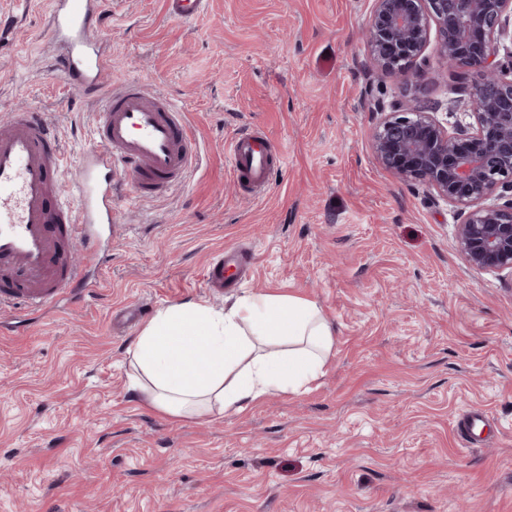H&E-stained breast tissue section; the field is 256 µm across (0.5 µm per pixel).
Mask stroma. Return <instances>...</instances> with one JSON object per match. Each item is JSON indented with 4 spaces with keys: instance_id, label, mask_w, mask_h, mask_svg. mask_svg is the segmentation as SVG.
Listing matches in <instances>:
<instances>
[{
    "instance_id": "1",
    "label": "stroma",
    "mask_w": 512,
    "mask_h": 512,
    "mask_svg": "<svg viewBox=\"0 0 512 512\" xmlns=\"http://www.w3.org/2000/svg\"><path fill=\"white\" fill-rule=\"evenodd\" d=\"M372 7L208 0L185 25L163 0H109L104 84L167 95L201 161L165 196L118 192L96 298L0 322V512H512V274L469 267L455 208L372 151L374 101L472 117L436 43L407 84L371 70ZM52 50L45 0H0V120L43 112L73 167L96 108L48 72ZM252 128L286 152L258 199L225 151ZM228 248L249 252L252 278L217 294L204 272ZM242 291L316 301L335 324L309 391L204 419L133 396L142 325L117 312L219 310ZM473 408L489 419L472 444L457 423Z\"/></svg>"
}]
</instances>
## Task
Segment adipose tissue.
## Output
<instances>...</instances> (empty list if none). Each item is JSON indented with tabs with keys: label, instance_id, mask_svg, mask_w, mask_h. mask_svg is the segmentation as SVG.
<instances>
[{
	"label": "adipose tissue",
	"instance_id": "obj_1",
	"mask_svg": "<svg viewBox=\"0 0 512 512\" xmlns=\"http://www.w3.org/2000/svg\"><path fill=\"white\" fill-rule=\"evenodd\" d=\"M335 334L315 301L290 294L245 295L221 312L199 301L170 305L128 350L130 387L176 418L239 413L275 393L307 391Z\"/></svg>",
	"mask_w": 512,
	"mask_h": 512
}]
</instances>
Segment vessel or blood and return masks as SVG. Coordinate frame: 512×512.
Segmentation results:
<instances>
[{"mask_svg":"<svg viewBox=\"0 0 512 512\" xmlns=\"http://www.w3.org/2000/svg\"><path fill=\"white\" fill-rule=\"evenodd\" d=\"M207 0H164L170 20L187 24ZM56 53L49 68L66 86L98 105L93 138L75 169H68L55 129L34 109L0 123V315L37 312L64 295L93 296L96 271L111 261L102 247L118 222L112 189L140 198L181 184L198 160L185 114L166 95L129 81L105 91L112 59L94 32L105 0H48ZM237 178L254 192L267 189L281 151L255 130L226 147ZM246 271L235 250L217 255L205 272L210 291L236 284Z\"/></svg>","mask_w":512,"mask_h":512,"instance_id":"vessel-or-blood-1","label":"vessel or blood"}]
</instances>
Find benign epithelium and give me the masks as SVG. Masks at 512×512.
<instances>
[{"mask_svg":"<svg viewBox=\"0 0 512 512\" xmlns=\"http://www.w3.org/2000/svg\"><path fill=\"white\" fill-rule=\"evenodd\" d=\"M436 34L453 72L479 80L462 89L474 124L448 129L434 108L380 106L373 134L378 162L457 208V250L476 269L512 272V60L498 40L512 34V0H373L366 37L370 66L402 81L427 63Z\"/></svg>","mask_w":512,"mask_h":512,"instance_id":"obj_1","label":"benign epithelium"}]
</instances>
